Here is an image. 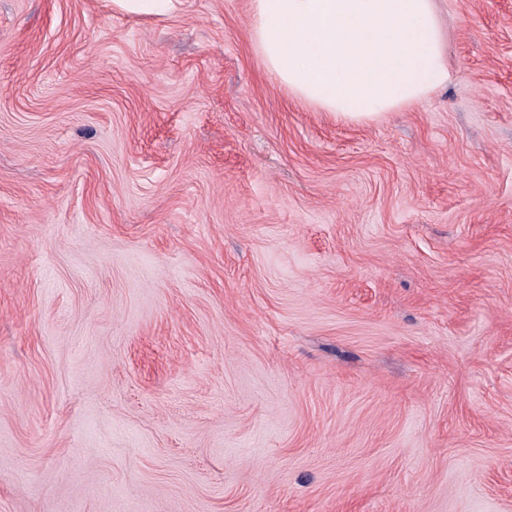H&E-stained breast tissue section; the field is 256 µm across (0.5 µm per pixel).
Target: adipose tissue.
<instances>
[{"mask_svg": "<svg viewBox=\"0 0 512 512\" xmlns=\"http://www.w3.org/2000/svg\"><path fill=\"white\" fill-rule=\"evenodd\" d=\"M267 75L296 100L363 123L452 79L437 0H251Z\"/></svg>", "mask_w": 512, "mask_h": 512, "instance_id": "ef3b65f1", "label": "adipose tissue"}]
</instances>
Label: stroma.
<instances>
[{"label": "stroma", "mask_w": 512, "mask_h": 512, "mask_svg": "<svg viewBox=\"0 0 512 512\" xmlns=\"http://www.w3.org/2000/svg\"><path fill=\"white\" fill-rule=\"evenodd\" d=\"M336 121L249 0H0V512H512V0ZM179 0H112V8L132 14L164 16L176 9Z\"/></svg>", "instance_id": "stroma-1"}]
</instances>
